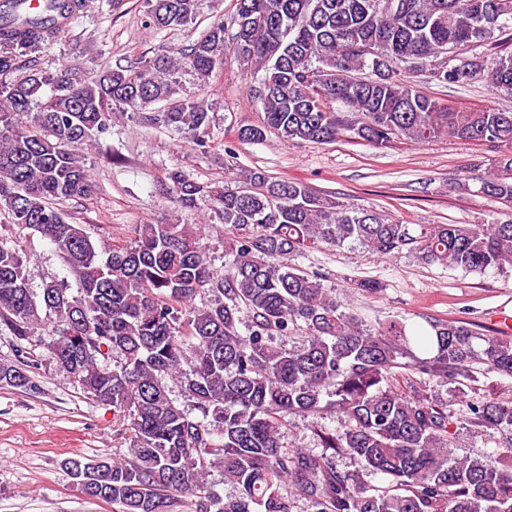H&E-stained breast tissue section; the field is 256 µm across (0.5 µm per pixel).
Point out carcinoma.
Listing matches in <instances>:
<instances>
[{"instance_id": "cac0c4a2", "label": "carcinoma", "mask_w": 512, "mask_h": 512, "mask_svg": "<svg viewBox=\"0 0 512 512\" xmlns=\"http://www.w3.org/2000/svg\"><path fill=\"white\" fill-rule=\"evenodd\" d=\"M24 2L0 15V214L47 239L78 288L57 279L34 287L25 255L0 237V324L18 341L52 326L56 367L130 433L122 457L69 458L68 474L90 481L91 498L113 512H291L295 497L309 512H512V400L466 403L472 432L505 437L503 467L454 455L448 410L474 364L512 374V339L482 336L462 319L411 336L397 321L368 326L294 263L307 249L350 242L466 272L512 270L511 217L416 234L300 180L248 171L229 190L174 170L167 189L177 207L207 199L235 232L222 275L185 224H138L125 242L96 243L60 208L91 194L83 147L118 112L133 118L148 107L149 123L206 147L204 90L229 53L262 73L264 119L240 140L273 133L322 144L350 132L383 147L445 132L500 149L478 180L482 193L512 203V112L456 111L414 86L429 61L439 83L483 79L512 95V0H236L229 44L217 21L185 47L126 66L16 78L24 55L64 33L68 11L65 0H44L33 15ZM144 6L151 26L174 29L196 22L201 0ZM481 45L488 51H474ZM202 293L213 300L198 306ZM299 331V346L274 344ZM403 365L447 386V397L404 391L394 377ZM28 368L22 353L0 361V385L35 389ZM170 380L186 403L171 398ZM331 412L341 416L334 429L319 422ZM292 416L317 419V448H285ZM344 456L355 469L339 468ZM217 467L236 495L215 494L208 476ZM378 475L387 489L371 484Z\"/></svg>"}]
</instances>
